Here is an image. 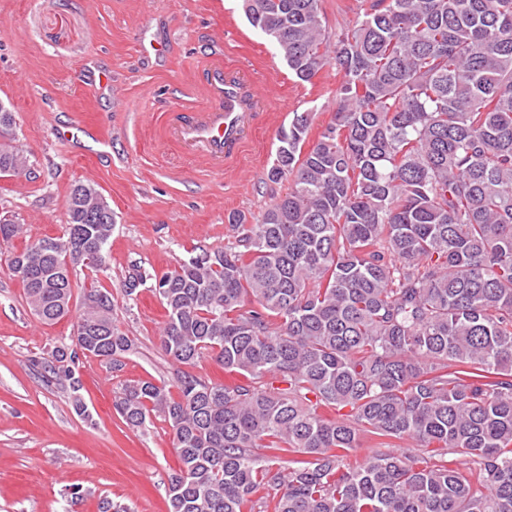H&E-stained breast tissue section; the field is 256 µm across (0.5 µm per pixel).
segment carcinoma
Listing matches in <instances>:
<instances>
[{"instance_id":"cac0c4a2","label":"carcinoma","mask_w":512,"mask_h":512,"mask_svg":"<svg viewBox=\"0 0 512 512\" xmlns=\"http://www.w3.org/2000/svg\"><path fill=\"white\" fill-rule=\"evenodd\" d=\"M243 8L298 80L336 68L335 118L309 145L311 113H293L267 172L286 195L150 285L165 353L242 378L115 396L127 426L160 413L174 431L168 512H512V0H372L332 44L321 0ZM26 164L0 143V173ZM66 207L63 236L8 264L46 324L116 224L91 184ZM83 305L77 345L121 367L112 293ZM75 359L57 347L48 371L77 393ZM367 436L378 449L351 459ZM285 448L288 472L258 464Z\"/></svg>"}]
</instances>
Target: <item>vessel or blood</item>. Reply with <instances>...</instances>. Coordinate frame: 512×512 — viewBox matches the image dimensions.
Returning a JSON list of instances; mask_svg holds the SVG:
<instances>
[{
	"label": "vessel or blood",
	"instance_id": "1",
	"mask_svg": "<svg viewBox=\"0 0 512 512\" xmlns=\"http://www.w3.org/2000/svg\"><path fill=\"white\" fill-rule=\"evenodd\" d=\"M207 86L215 102L214 108L176 114L171 132L177 140L201 148L208 160L220 166L240 151L251 117L250 94L238 83L225 79L219 69L209 71ZM59 135L65 141L86 138L98 149L107 145L102 131L94 126L68 127L60 130Z\"/></svg>",
	"mask_w": 512,
	"mask_h": 512
}]
</instances>
